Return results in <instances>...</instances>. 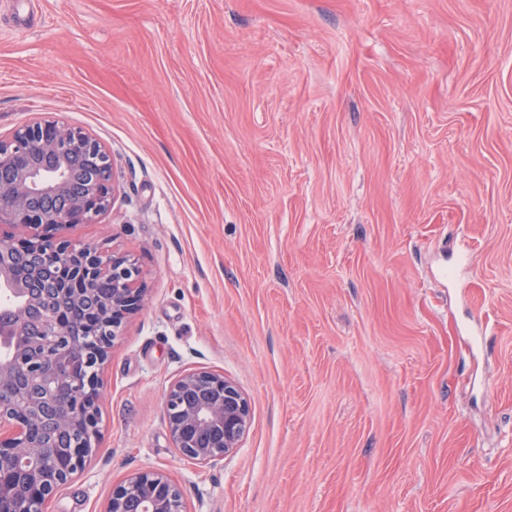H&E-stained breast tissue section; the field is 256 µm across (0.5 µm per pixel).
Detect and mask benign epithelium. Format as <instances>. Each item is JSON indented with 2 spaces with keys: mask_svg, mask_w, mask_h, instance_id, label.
Wrapping results in <instances>:
<instances>
[{
  "mask_svg": "<svg viewBox=\"0 0 512 512\" xmlns=\"http://www.w3.org/2000/svg\"><path fill=\"white\" fill-rule=\"evenodd\" d=\"M114 192L109 151L90 132L35 119L0 138V224L36 229L23 240L1 237L0 258L59 269L47 292L0 263V293L20 301L0 318V512H42L96 447L101 369L147 288L130 255L76 245L57 230L94 221ZM102 278L112 279L107 295L96 288ZM89 305L104 326L90 338L78 325ZM164 407L177 453L198 465L240 447L251 424L240 387L207 370L175 378ZM74 429L80 441L62 446L60 436ZM105 512H184L182 493L165 472L141 471L112 488Z\"/></svg>",
  "mask_w": 512,
  "mask_h": 512,
  "instance_id": "7a95c632",
  "label": "benign epithelium"
}]
</instances>
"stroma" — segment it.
<instances>
[{
    "label": "stroma",
    "instance_id": "stroma-1",
    "mask_svg": "<svg viewBox=\"0 0 512 512\" xmlns=\"http://www.w3.org/2000/svg\"><path fill=\"white\" fill-rule=\"evenodd\" d=\"M0 136L93 133L118 192L59 234L149 288L98 445L44 512L149 469L186 512H512V0H11ZM248 396L177 454L172 379ZM167 427L177 453L198 465L233 452L250 428L251 405L224 374L192 370L175 378L165 394Z\"/></svg>",
    "mask_w": 512,
    "mask_h": 512
}]
</instances>
